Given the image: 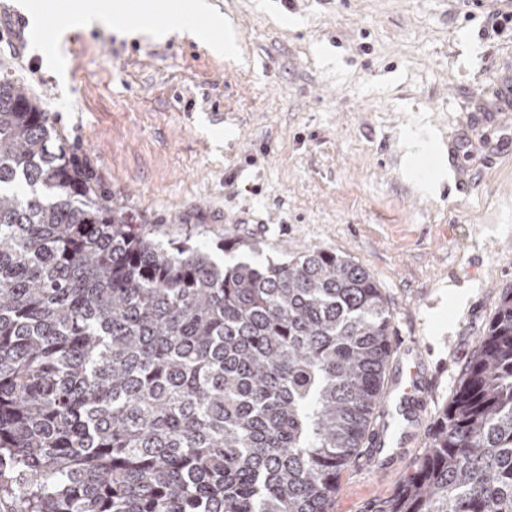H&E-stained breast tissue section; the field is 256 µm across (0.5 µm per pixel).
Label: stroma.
Wrapping results in <instances>:
<instances>
[{"instance_id":"obj_1","label":"stroma","mask_w":512,"mask_h":512,"mask_svg":"<svg viewBox=\"0 0 512 512\" xmlns=\"http://www.w3.org/2000/svg\"><path fill=\"white\" fill-rule=\"evenodd\" d=\"M28 2L0 0V68L113 207L228 265L230 240L347 256L388 301L393 351L425 349L418 440L393 474L363 450L340 477L333 512H379L512 288V132L468 121L512 91V32L480 0H210V38L133 37L129 13L67 55L19 29ZM228 34L237 54L216 53Z\"/></svg>"}]
</instances>
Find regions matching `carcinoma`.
<instances>
[{"label":"carcinoma","instance_id":"cac0c4a2","mask_svg":"<svg viewBox=\"0 0 512 512\" xmlns=\"http://www.w3.org/2000/svg\"><path fill=\"white\" fill-rule=\"evenodd\" d=\"M0 77V500L17 512H332L392 356L356 262L163 242ZM381 512H512V290Z\"/></svg>","mask_w":512,"mask_h":512}]
</instances>
